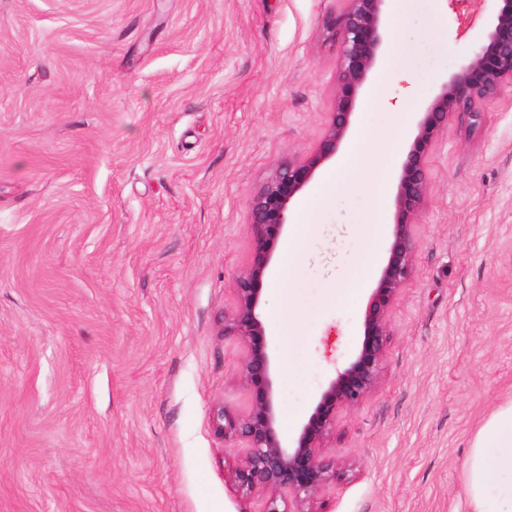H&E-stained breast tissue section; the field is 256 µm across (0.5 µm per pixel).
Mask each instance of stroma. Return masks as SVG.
Returning <instances> with one entry per match:
<instances>
[{"label": "stroma", "instance_id": "stroma-1", "mask_svg": "<svg viewBox=\"0 0 512 512\" xmlns=\"http://www.w3.org/2000/svg\"><path fill=\"white\" fill-rule=\"evenodd\" d=\"M341 7L0 0V512H258L215 434L253 398L224 314L253 193L326 129ZM496 8L420 0L395 99L432 100ZM480 110L430 148L381 382L337 418L324 512H466L472 438L512 400V85ZM372 205L340 184L286 288L262 285L289 319L267 333L284 437L358 347L344 295Z\"/></svg>", "mask_w": 512, "mask_h": 512}]
</instances>
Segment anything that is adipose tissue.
<instances>
[{
  "instance_id": "1",
  "label": "adipose tissue",
  "mask_w": 512,
  "mask_h": 512,
  "mask_svg": "<svg viewBox=\"0 0 512 512\" xmlns=\"http://www.w3.org/2000/svg\"><path fill=\"white\" fill-rule=\"evenodd\" d=\"M395 51V44H387L367 105L372 109L394 111L399 116L397 123L375 141L364 133L353 137L336 167L328 171L310 196L299 204V220L281 246L274 287H281L296 266L315 211L337 183L371 181L375 204L364 225L372 236L373 245H380L385 223L382 202L390 190L391 170L409 136L408 123L401 117L402 106L391 105L388 95L390 85L400 78ZM465 488L469 512H512V400L499 405L473 437Z\"/></svg>"
}]
</instances>
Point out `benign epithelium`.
Segmentation results:
<instances>
[{"label": "benign epithelium", "mask_w": 512, "mask_h": 512, "mask_svg": "<svg viewBox=\"0 0 512 512\" xmlns=\"http://www.w3.org/2000/svg\"><path fill=\"white\" fill-rule=\"evenodd\" d=\"M343 2L329 20L340 50L336 100L328 126L313 154L278 166L254 194L250 211L252 261L233 281L236 306L224 314V335L236 336L245 344L239 378L253 390L254 398L243 412L220 408L216 430L224 439V447L240 449L229 478L242 495L260 499L259 512H321V497L336 483V458L327 451L336 419L341 411L359 406L379 385L390 309L413 268L416 243L411 226L426 201L428 151L450 116L466 113L479 121L477 103L495 97L505 82H512V0H498L478 49L442 83L417 120L397 177L396 220L387 262L365 306L361 344L354 358L336 369L297 439L287 442L280 434L272 360L264 341L262 279L270 264L272 245L288 224L291 201L316 170L336 155L347 137L355 101L382 46L387 0Z\"/></svg>", "instance_id": "7a95c632"}]
</instances>
